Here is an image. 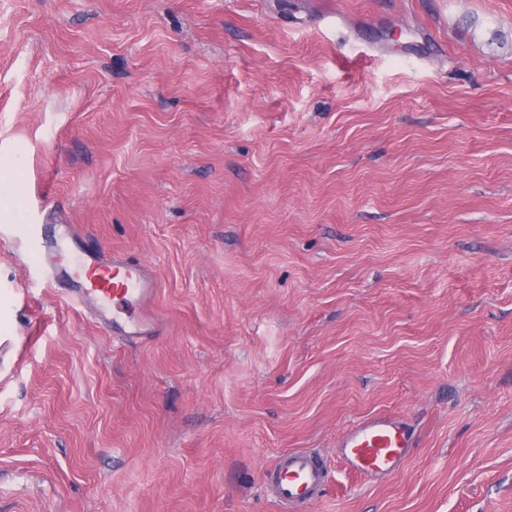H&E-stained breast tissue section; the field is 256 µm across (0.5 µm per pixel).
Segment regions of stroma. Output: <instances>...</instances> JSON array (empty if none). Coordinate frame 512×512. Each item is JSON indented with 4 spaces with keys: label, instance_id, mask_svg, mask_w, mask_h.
<instances>
[{
    "label": "stroma",
    "instance_id": "obj_1",
    "mask_svg": "<svg viewBox=\"0 0 512 512\" xmlns=\"http://www.w3.org/2000/svg\"><path fill=\"white\" fill-rule=\"evenodd\" d=\"M48 223L148 263L156 335ZM296 448L306 512H512V0H0V512H280ZM31 243V252L37 265L50 274L48 285L56 283L55 276L66 277L70 283L68 299L77 306H92L99 319L105 321L112 303V311L121 304L139 305L141 313L123 329L126 337H141L152 333L156 321L149 310L155 294L156 282L145 263H130L112 257L103 261L94 254L86 262L77 260L68 272L59 262L64 250L61 239L70 238L72 229L63 224H39L25 228ZM340 448L351 471L378 480L399 471L410 455L411 440L401 418L374 415L348 428ZM328 474L319 457L303 450H288L268 470L266 484L280 510L288 511L322 497Z\"/></svg>",
    "mask_w": 512,
    "mask_h": 512
}]
</instances>
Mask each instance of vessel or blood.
<instances>
[{
	"instance_id": "b4317fda",
	"label": "vessel or blood",
	"mask_w": 512,
	"mask_h": 512,
	"mask_svg": "<svg viewBox=\"0 0 512 512\" xmlns=\"http://www.w3.org/2000/svg\"><path fill=\"white\" fill-rule=\"evenodd\" d=\"M70 226L39 224L29 228L28 239L37 265L50 276L67 277L68 298L79 306L92 307L99 319H106L110 307L139 305L141 313L127 324V337L152 333L156 321L150 306L156 282L143 263L123 259L101 260L88 255L65 269L59 256L61 239L71 236ZM341 458L353 472L378 480L399 471L408 459L411 440L401 418L375 415L357 422L343 436ZM328 482V469L322 459L303 450H289L278 456L266 476L268 490L281 512L315 501L323 496Z\"/></svg>"
}]
</instances>
